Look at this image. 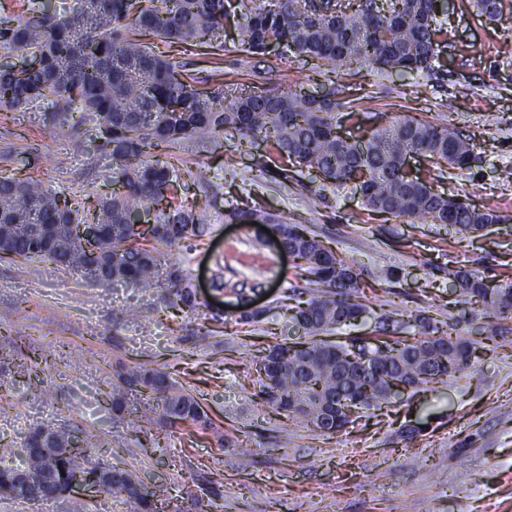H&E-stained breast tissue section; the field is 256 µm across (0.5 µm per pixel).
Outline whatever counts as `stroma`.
Here are the masks:
<instances>
[{
    "label": "stroma",
    "instance_id": "stroma-1",
    "mask_svg": "<svg viewBox=\"0 0 512 512\" xmlns=\"http://www.w3.org/2000/svg\"><path fill=\"white\" fill-rule=\"evenodd\" d=\"M447 34L434 74L402 77L367 67L329 72L284 48L254 56L235 27L221 48L146 45L206 81L224 70L227 95L274 82L316 92L338 90L352 105L340 110L339 132L358 139L399 117L448 125L475 144L469 170L444 168L436 190L476 207H497L504 220L489 232L461 238L454 228L369 211L353 184L313 193L314 175L284 183L254 166L269 145L240 149L225 131L219 143L174 149L181 171L203 172L207 185H189L182 198L207 213L203 236L160 246L162 268L178 265L198 291L196 311L168 300L166 278L150 288L107 286L48 262H0V329L19 345L0 348V445L21 451L27 434L51 425L96 434L94 463H112L156 489L158 506L179 512H512V319L505 333L488 330L479 306L452 294L449 271H481L489 283L512 279V0L496 19L474 0H449ZM49 102L0 111V176L33 175L72 202L90 203L112 187L110 161L90 136L98 118L46 125ZM236 164L225 167L224 158ZM302 224L355 266L365 284L368 313L346 327L376 336L384 317L400 333H416L417 318L458 321L475 346L468 365L450 377L367 411L327 438L265 406L255 370L259 351L295 336L288 323V289L298 280L294 258L280 254L260 227L230 224L224 212L252 203ZM265 274L257 298L264 316L241 324L236 296L213 289L216 276L232 285ZM169 373L194 395L209 427L170 428L157 399L132 391L126 409H112L109 392L119 366ZM250 452L242 466V452ZM106 495H70L49 502L0 496V512H105Z\"/></svg>",
    "mask_w": 512,
    "mask_h": 512
}]
</instances>
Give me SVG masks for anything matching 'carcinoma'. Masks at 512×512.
I'll list each match as a JSON object with an SVG mask.
<instances>
[{
	"label": "carcinoma",
	"instance_id": "cac0c4a2",
	"mask_svg": "<svg viewBox=\"0 0 512 512\" xmlns=\"http://www.w3.org/2000/svg\"><path fill=\"white\" fill-rule=\"evenodd\" d=\"M67 12L53 0L37 2L28 18L0 13V110L19 109L40 99L51 100V117L93 112L99 117L97 149L111 160L110 194L92 206L45 191L30 177L0 176V240L8 245L0 261L40 260L81 270L105 266L112 282L149 288L159 274L156 245L179 246L205 232L196 211L178 204L179 170L168 161L182 142L213 143L232 129L240 142L252 144L262 134L273 140L277 156L291 168L316 172L324 183H353L365 206L395 218L448 224L473 236L499 223V210L472 207L437 192L420 173L404 169L407 157L423 155L439 165L467 170L474 145L445 124L397 118L367 137L350 141L336 131L345 104L336 91L321 98L302 89L285 90L273 82L259 91L228 98L224 90L201 91L177 71V65L141 42L154 35L168 43L211 44L221 37L230 17L239 19L241 44L252 54L266 52L270 42L284 45L296 57L334 71L368 65L399 75L429 74L439 56L443 24L437 0H76ZM29 60L17 69L12 53ZM140 210L154 212L146 227L129 223ZM92 216L104 225L90 257L70 226ZM230 223L278 222L283 246L301 261V283L291 295L309 299L289 309V321L303 328L302 340L284 341L264 350L260 395L267 406L304 422L309 430L331 437L345 427L326 424L336 397L357 395V412L391 401L389 381L410 389L425 387L457 372L470 358L473 340L458 324L419 319L418 335L385 340L325 336L355 324L366 313L357 269L301 224H289L260 207L231 209ZM451 289L482 304L485 318H512V282L492 285L478 271L448 273ZM174 305L196 310L190 283L182 271L168 274ZM257 273L250 282L217 290L242 299L263 286ZM366 358L390 372L363 375L354 361ZM161 400L172 427L207 426L208 415L190 393L175 387L167 372L145 366H121L112 382V405L124 410L126 389ZM53 438L59 456L52 474L93 475L103 467L87 460L92 436L67 448L72 434L62 428H40ZM14 468H0V495L33 501L12 484ZM134 512H155L154 499L137 495L130 472L116 481Z\"/></svg>",
	"mask_w": 512,
	"mask_h": 512
}]
</instances>
